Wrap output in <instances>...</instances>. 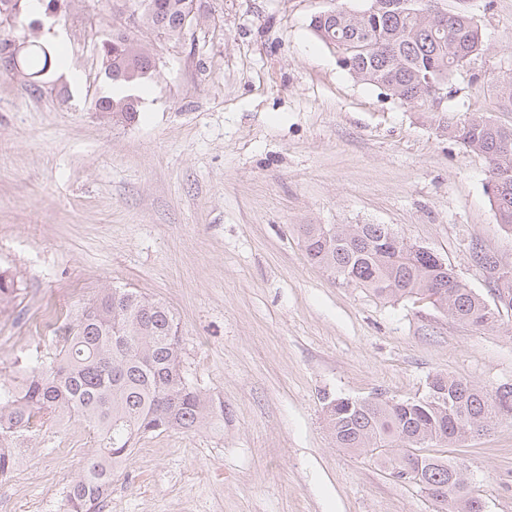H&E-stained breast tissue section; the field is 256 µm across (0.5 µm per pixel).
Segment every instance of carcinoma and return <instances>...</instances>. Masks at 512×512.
Instances as JSON below:
<instances>
[{
	"label": "carcinoma",
	"mask_w": 512,
	"mask_h": 512,
	"mask_svg": "<svg viewBox=\"0 0 512 512\" xmlns=\"http://www.w3.org/2000/svg\"><path fill=\"white\" fill-rule=\"evenodd\" d=\"M194 0H112V13L136 6L139 25L155 23V12L178 17L192 10ZM392 15L372 13L353 18L339 10L312 28L326 47L344 57L347 71L359 80L382 86L397 99L425 103V84L453 81L461 67L484 48L482 32L465 8L442 32L422 29L419 12L430 0H408ZM38 17L30 0H0V49L17 42L13 32L33 27ZM102 64L112 72V95L100 96L93 111L100 117L135 119L138 99L132 94L153 72L136 68L152 49L130 30L112 28L101 39ZM19 75L38 90L47 71L64 65L51 47L31 41L19 58ZM464 147L484 156L490 178L512 197V128L482 116L469 118L452 130ZM297 231L311 262L335 278L364 288L380 299L412 298L430 287L443 289L444 306L452 319L471 323L486 317L484 298L416 245L401 239L391 247L379 224H299ZM497 292L486 327L498 322L500 309H512V269L501 276L487 267ZM18 281L0 273V313L18 297ZM179 322L170 307L133 288H105L68 328L58 357L46 360L25 355L15 361L20 377L0 385V477L13 473L15 449L56 416L66 413L83 420L96 433L97 453L66 487L64 512H96L112 487V474L133 453L134 441L156 431L192 432L224 428V400L203 393L183 367ZM427 392L401 407L382 399H355L352 406L325 408L327 426L339 448H391L433 436L441 442L461 438V430L483 428L512 415V387L490 393L461 378L437 374ZM430 481L448 487V512H471L472 495L462 467L424 456Z\"/></svg>",
	"instance_id": "carcinoma-1"
}]
</instances>
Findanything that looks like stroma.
Masks as SVG:
<instances>
[{
	"label": "stroma",
	"instance_id": "35a3bbf8",
	"mask_svg": "<svg viewBox=\"0 0 512 512\" xmlns=\"http://www.w3.org/2000/svg\"><path fill=\"white\" fill-rule=\"evenodd\" d=\"M366 0H201L199 25L154 44L156 76L133 122L90 107L109 91L99 41L110 0H73L26 30L60 48L66 72L40 90L0 71V272L21 292L0 316V382L15 357L61 344L104 288L164 301L184 367L224 400V428L147 435L112 478L101 512H442L370 455L337 447L332 398L421 397L436 374L488 391L512 385V311L494 328L459 323L418 298H376L306 256L300 224H385L437 253L480 295L478 243L512 267L488 164L449 135L479 115L512 127V0H470L485 49L440 108L354 79L310 26ZM79 81H72V74ZM97 447L74 417L48 423L0 478V512H63L66 486ZM426 454L466 470L485 512H512V419Z\"/></svg>",
	"mask_w": 512,
	"mask_h": 512
}]
</instances>
